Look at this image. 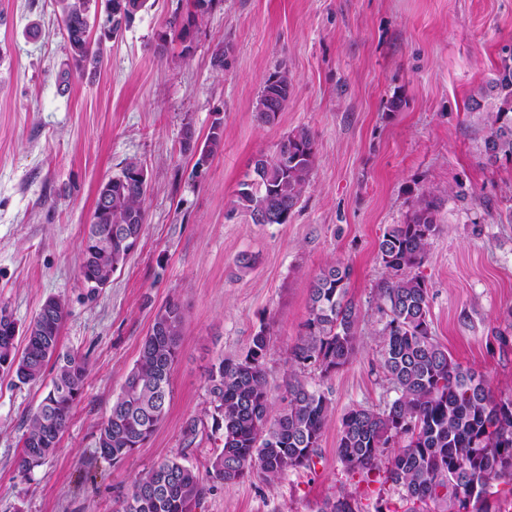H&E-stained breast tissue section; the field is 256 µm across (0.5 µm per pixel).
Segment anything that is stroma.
Returning a JSON list of instances; mask_svg holds the SVG:
<instances>
[{
	"label": "stroma",
	"instance_id": "1",
	"mask_svg": "<svg viewBox=\"0 0 512 512\" xmlns=\"http://www.w3.org/2000/svg\"><path fill=\"white\" fill-rule=\"evenodd\" d=\"M188 10V0H148L106 43L101 69L65 84L57 0H0V304L13 313L22 348L45 300L61 299V348L89 363L58 451L28 480L16 462L26 418L47 387L0 375V512H113L162 459L181 455L205 471L222 446L209 367L243 353L268 326L270 394L279 397L305 332L311 282L333 261L351 268L359 341L335 374L301 370L331 399L314 467L271 483L213 484L194 512H315L341 492L360 512H404L383 474L346 471L336 443L350 408H381L394 396L380 368L378 288L388 272L378 242L411 216L422 192L438 202V229L418 269L432 334L495 394H512V162L487 163L485 130L465 109L512 48V0H215L189 46L174 41L158 53L159 35ZM283 70L288 103L275 123H261L262 85ZM216 121L223 146L196 169L184 131L201 145ZM299 128L314 139L310 185L288 223H252L233 207L238 185L257 155L274 154ZM132 161L149 182L143 233L92 296L80 275L85 226L100 184ZM244 253L254 260L247 270L237 263ZM170 300L185 318L169 412L145 447L111 463L97 448L98 428ZM191 418L200 426L189 449L182 429Z\"/></svg>",
	"mask_w": 512,
	"mask_h": 512
}]
</instances>
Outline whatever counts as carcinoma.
I'll return each instance as SVG.
<instances>
[{"label":"carcinoma","instance_id":"1","mask_svg":"<svg viewBox=\"0 0 512 512\" xmlns=\"http://www.w3.org/2000/svg\"><path fill=\"white\" fill-rule=\"evenodd\" d=\"M214 0H193L177 33L185 43L198 17ZM147 0H58L65 31L68 68L62 82L75 74L95 72L102 64L101 44L112 38V14L130 24ZM98 27L97 40L91 28ZM286 71L264 81L256 103L260 121L273 122L290 96ZM493 99L490 104L487 99ZM466 111L484 113L482 151L493 165L512 161V51L501 58L488 87L469 97ZM221 121H215L200 147L196 166L207 165L223 144ZM314 142L302 128L284 138L274 155L254 160L253 174L239 183L234 204L255 224H286L310 181ZM143 168L128 163L121 174L101 184L92 224L81 250V275L90 291L110 281L134 252L145 224L148 183ZM437 205L421 193L416 209L402 224L388 228L378 250L392 277L383 282L380 299L386 321L379 336L381 367L395 396L380 409L355 407L343 416L336 453L347 471L369 475L387 460L385 481L396 487L404 512H501L494 483H512V395H495L481 375L464 368L433 337L429 288L408 271L422 264L437 230ZM122 234H113V228ZM350 267L328 264L312 281L305 333L290 360L312 364L322 377L347 365L356 352L359 309L347 298ZM65 304L51 297L30 321L23 352L15 346L17 324L0 305V372L26 384L53 376L48 391L27 417L28 428L17 461L18 476L32 470L59 447L81 401L88 364L85 357L60 351ZM184 312L168 301L155 314L139 358L125 377L121 392L102 422L97 445L114 464L131 457L153 437L171 402V371L179 355ZM271 335L262 327L245 352L219 357L208 371L207 392L215 430L223 446L206 476L179 457L165 458L139 474L115 512H192L208 488L205 481L236 484L252 476L273 482L288 470L309 469L317 456L331 410L321 385L291 369L282 377L281 402L272 410L268 375ZM344 495L324 500L316 512H356Z\"/></svg>","mask_w":512,"mask_h":512}]
</instances>
